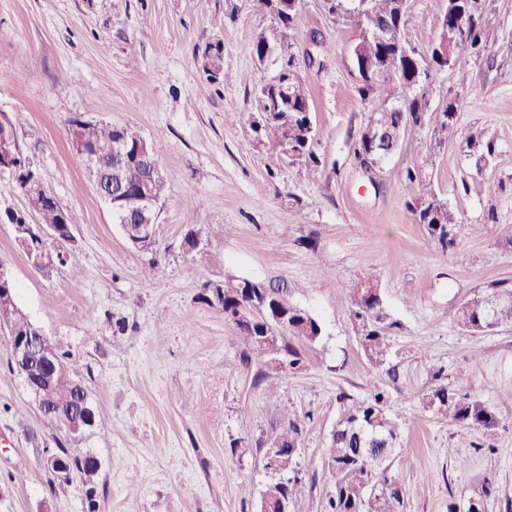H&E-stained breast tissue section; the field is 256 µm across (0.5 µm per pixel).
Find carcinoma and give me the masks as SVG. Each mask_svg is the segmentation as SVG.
<instances>
[{"label": "carcinoma", "mask_w": 512, "mask_h": 512, "mask_svg": "<svg viewBox=\"0 0 512 512\" xmlns=\"http://www.w3.org/2000/svg\"><path fill=\"white\" fill-rule=\"evenodd\" d=\"M342 2L335 0L331 16L343 19L356 28L357 40L364 53L378 55L379 43L367 21L358 14H344ZM496 3L497 0H472L465 28L459 30L450 25L448 30L442 31V38L448 41V50L456 62L460 63L468 56L480 55L486 42L484 14ZM296 17L295 12L287 17L275 14L277 25L269 35L270 43L260 38L252 47L254 55L265 50L272 52L278 61L279 73L276 86L267 88L262 84L256 87L260 99L267 103V115L257 124L256 132L258 139L267 141L275 149L276 160L311 167L320 163L312 149L314 128L310 113L306 112L311 106V96L304 81L296 74L299 63L295 55L289 52L288 43ZM358 94L364 100L371 99L377 103V112L354 143L355 158L363 166L368 164L366 154L369 142L376 138L379 131H394L402 125L416 131L430 122L432 137L439 146L454 138L458 131L457 106L452 99L443 111L431 116L422 97L409 100L401 112L388 108V98L383 96L378 82L360 83ZM87 136L101 144L125 143L134 146L142 140L136 131L128 127L103 123L89 125ZM464 144L468 154L475 158L478 171L495 154L494 141L482 130L470 132ZM15 163L21 173L17 188L31 207L47 190L39 173L27 159L18 154ZM398 181L418 189L413 200L406 202L415 223L422 225L428 238L442 250L454 249L462 219L427 182L423 168H407L398 174ZM120 184L122 194L128 199L138 197L142 190L157 199L165 196V182H146V169L140 161L126 165ZM287 293L288 289L276 288L261 280L235 276L224 279V319L235 324L246 346V360H253L260 366L258 378L261 381L273 373L281 377L302 366L303 358L293 341L313 344L321 337L322 329L317 319L290 303ZM492 309L498 310L500 325L512 324V279L491 280L475 290L469 299L460 304L456 314L457 323L471 333H484L488 327L486 314ZM1 318L6 319L18 333L32 326L29 317L15 305L0 308ZM350 318L358 345L367 360L377 369L385 367L390 355L389 337L400 328V323L384 307L379 288H373L364 281L352 289ZM59 361L58 376L63 379V385L76 387L79 379L73 373L67 354L59 352ZM384 399L382 391L371 394L351 405L336 424V433L326 448L327 465L336 476L335 491L330 498L332 512H404V493L401 485L389 473V460L377 465L366 462L352 452L359 446L355 431L363 424L388 425V440L397 442L399 422L387 417ZM421 400L426 406L431 402L436 403L438 416L463 427L479 429L487 436L493 435L498 428L499 421L492 407L481 399L451 388L443 380L440 368L432 373L429 384L422 390ZM299 434L298 421L288 418L283 422L282 431L265 443L267 449L273 446L288 448V452L279 458L280 466L287 471L292 468L297 454ZM297 482L296 476L286 481L270 482L265 488V497L270 501L286 497L291 502V512H307L295 496L294 485ZM491 492L492 481L487 478L482 492L467 499L468 512H483V499Z\"/></svg>", "instance_id": "1"}]
</instances>
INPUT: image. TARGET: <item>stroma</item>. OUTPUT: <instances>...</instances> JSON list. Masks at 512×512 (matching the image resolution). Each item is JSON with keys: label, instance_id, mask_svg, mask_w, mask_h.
I'll use <instances>...</instances> for the list:
<instances>
[{"label": "stroma", "instance_id": "1", "mask_svg": "<svg viewBox=\"0 0 512 512\" xmlns=\"http://www.w3.org/2000/svg\"><path fill=\"white\" fill-rule=\"evenodd\" d=\"M497 5L484 55L423 90L432 112L456 100L461 133L485 129L495 156L476 169L462 141L436 145L426 127L405 135L369 189L353 143L374 105L357 93L354 30L322 0H299L290 38L312 98L320 163L274 169L253 126L255 88L275 71L251 52L271 31L262 0H0V121L13 125L19 151L70 215L72 239L60 250L77 262L44 278L12 225L0 223V271L105 407L97 428L68 437L43 418L0 347V512H258L245 490L266 482L262 443L289 416L301 428L296 494L309 512H329L330 434L352 402L378 388L387 413L404 421L390 473L405 491V512H452L488 476L485 512H512V327L471 334L456 321L473 290L512 279V248L500 244L512 233V0ZM446 8L445 0H409L408 37L418 50L435 43ZM218 39L224 71L214 82L195 56ZM73 116L132 127L161 146L157 251L128 245L74 163ZM422 164L463 220L448 254L413 221L412 190L394 185L400 170ZM490 180L503 185L493 197ZM189 224L205 232V255L183 253ZM228 274L287 286L289 301L322 326L280 393L258 381L233 323L203 301ZM367 280L401 324L384 370L362 355L349 320L350 293ZM439 367L493 406L494 436L424 408L419 392ZM62 446L98 458L95 498L81 480L43 469L45 450Z\"/></svg>", "mask_w": 512, "mask_h": 512}]
</instances>
